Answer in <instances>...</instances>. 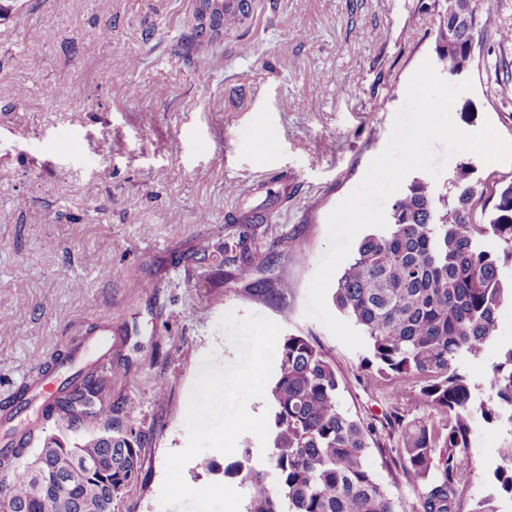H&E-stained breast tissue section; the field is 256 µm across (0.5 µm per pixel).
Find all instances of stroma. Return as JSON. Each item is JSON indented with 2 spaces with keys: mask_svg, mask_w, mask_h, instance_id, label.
Segmentation results:
<instances>
[{
  "mask_svg": "<svg viewBox=\"0 0 512 512\" xmlns=\"http://www.w3.org/2000/svg\"><path fill=\"white\" fill-rule=\"evenodd\" d=\"M223 41L187 51L192 0H20L0 21V400L35 377L37 360L77 342L83 365H112V427L138 452V479L112 512H162L168 453L188 440L185 418L201 360L233 362L219 325L256 313L283 334L314 339L339 381V401L372 424L367 463L399 501L416 492L390 459L388 389L364 382L368 349L352 350L305 317L309 283L327 247V216L385 147L409 79L437 62L435 0H250ZM483 30L452 108L456 127L492 124L512 140V0H475ZM490 183L512 162L452 155L439 177L412 172L434 192L460 164ZM254 227L240 243L241 225ZM205 250L199 263L189 256ZM267 255L268 290L227 274L244 250ZM150 280L156 293H146ZM112 320L98 335L96 320ZM164 382L157 393L156 382ZM225 455L192 459L186 483L246 492ZM512 423L475 417L473 477L460 512L493 491Z\"/></svg>",
  "mask_w": 512,
  "mask_h": 512,
  "instance_id": "stroma-1",
  "label": "stroma"
}]
</instances>
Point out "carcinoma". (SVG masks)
I'll return each instance as SVG.
<instances>
[{
    "instance_id": "1",
    "label": "carcinoma",
    "mask_w": 512,
    "mask_h": 512,
    "mask_svg": "<svg viewBox=\"0 0 512 512\" xmlns=\"http://www.w3.org/2000/svg\"><path fill=\"white\" fill-rule=\"evenodd\" d=\"M448 37L444 58L452 69H469L478 28L463 14L465 0H444ZM471 170L457 169L451 194H435L415 180L393 207L386 231L365 237L337 279L333 304L359 328L371 357L360 362L362 376L388 383L396 402L410 397L428 411L417 423H404L400 407L387 417L398 436L394 463L420 501L421 512H460L473 468L466 448L473 412L490 421L508 412L512 422V346L498 350L480 381L468 372L490 345L498 313L512 301V282L504 280L501 261L512 262V180L494 190L492 210L475 218L478 190ZM264 258L249 253L232 279L263 293L266 282L254 278ZM80 345L41 359L40 368L74 357ZM277 380L265 464H253L250 449L235 464L249 488L247 512H399L396 501L378 483L366 462L374 429L350 418L340 407L336 371L323 349L306 336L289 335L275 349ZM104 381L90 368L64 383V397L45 410L57 433L31 431L0 449V472L29 467L28 450L50 453V465L69 474L75 461L51 444L77 429L103 423L98 412L79 413L73 403L85 393L102 396ZM483 391L488 400L476 401ZM83 457L112 455V488L140 470L132 441L104 432L85 440ZM502 464L494 473L498 492L512 500V447L499 449ZM23 477L0 481V512H78L94 480L80 479L50 497V506Z\"/></svg>"
}]
</instances>
